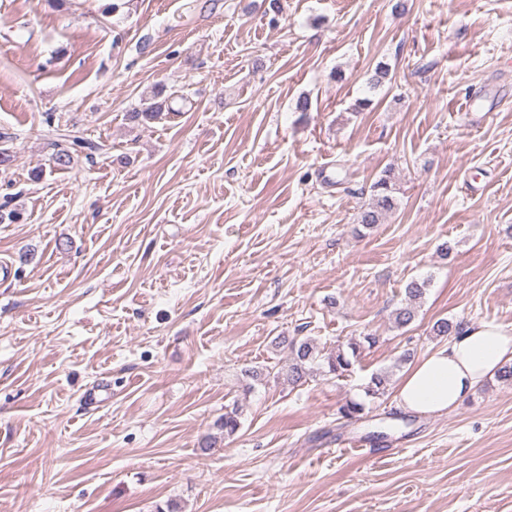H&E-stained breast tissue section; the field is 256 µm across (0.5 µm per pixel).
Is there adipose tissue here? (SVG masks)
Wrapping results in <instances>:
<instances>
[{"label":"adipose tissue","mask_w":512,"mask_h":512,"mask_svg":"<svg viewBox=\"0 0 512 512\" xmlns=\"http://www.w3.org/2000/svg\"><path fill=\"white\" fill-rule=\"evenodd\" d=\"M509 363L512 329L492 321L472 322L447 345L411 364L399 381L397 404L422 414L452 410Z\"/></svg>","instance_id":"1"}]
</instances>
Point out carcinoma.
<instances>
[{"label": "carcinoma", "mask_w": 512, "mask_h": 512, "mask_svg": "<svg viewBox=\"0 0 512 512\" xmlns=\"http://www.w3.org/2000/svg\"><path fill=\"white\" fill-rule=\"evenodd\" d=\"M169 97L165 96V87L162 84L155 86L150 97L144 99L139 109L129 113L128 119L138 125L147 126L160 119L163 112L169 110ZM48 134L50 136L49 146L53 149V162L62 167L70 166L75 159L84 157L87 160L93 159L95 152L101 150V145L94 144L77 136H71L60 132L59 127L54 125L53 116L46 118ZM394 188L390 171L377 180L373 186L371 201L360 213L359 223L370 228L383 221L384 216L395 208ZM428 287L425 280H412L405 287L404 303L394 311V324L398 328L408 326L415 319L418 306ZM461 330V325L446 318H441L433 324L432 331L436 336H454ZM377 339L367 334L357 340L352 338L347 343V348L338 347L334 350H327L321 347L315 338L311 336H278L274 344L278 348L287 351L288 365L281 369V375L291 385H298L311 373L324 370L328 374L340 377L350 371L356 361L359 351L364 345H375ZM389 377L385 373H377L371 377L365 387V395L377 398L384 395ZM241 413L239 407L224 412V416L216 422V426L223 432V436L234 435L241 426Z\"/></svg>", "instance_id": "cac0c4a2"}]
</instances>
